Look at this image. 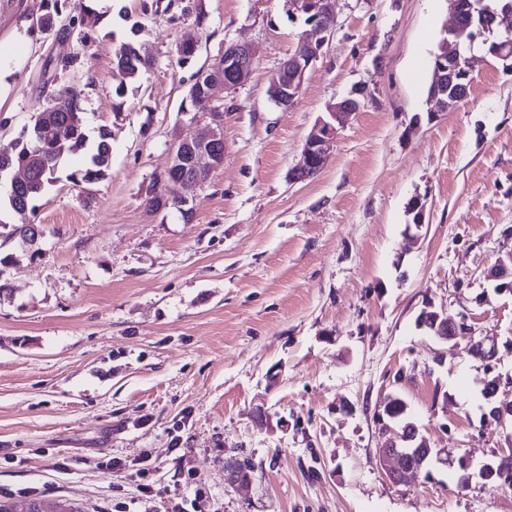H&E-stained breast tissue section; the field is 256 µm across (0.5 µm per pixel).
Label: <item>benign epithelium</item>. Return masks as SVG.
Returning <instances> with one entry per match:
<instances>
[{"instance_id":"benign-epithelium-1","label":"benign epithelium","mask_w":512,"mask_h":512,"mask_svg":"<svg viewBox=\"0 0 512 512\" xmlns=\"http://www.w3.org/2000/svg\"><path fill=\"white\" fill-rule=\"evenodd\" d=\"M292 13L307 17L310 29L298 48L278 66L269 83L267 95L277 106L297 101L308 72L321 56L323 49L332 40V33L324 26L323 19L332 14L335 0H289ZM448 23L443 29L440 53L434 56L432 65L434 91L431 100L435 111L446 112L448 107L464 99L469 91L465 84L455 81L459 70L472 72V61L478 50L479 39L486 32H512V5L498 11L483 5L481 0H448ZM224 60V72L203 71L196 81L206 83L205 94L196 102H206L220 93L235 90L244 85L253 70L254 54L249 40L243 38L224 45L219 55ZM364 92L356 90L348 97L329 107L326 115L319 118L307 136L298 163L291 170V179L301 182L309 179L322 169L327 157V143L336 138L338 128L347 116L360 109ZM191 123L199 127L197 135L184 139L173 134L170 142V165L181 164L184 176L175 187V194L181 205L190 203L189 196L208 178L211 170L224 163V120L213 113H187ZM487 278L497 282V287L512 291V255L500 259L494 265V272ZM426 306L425 315L419 324L433 326L440 341L449 343L455 339L462 323L451 319L444 311L430 312ZM379 433L384 436L377 448V459L381 469L395 484H405L413 476L426 470L427 464L436 459L448 463L445 449L431 447L429 439L419 428L406 430L391 417L385 422L379 415ZM480 476L485 484L503 487L512 484V457L501 455L498 462L485 465Z\"/></svg>"}]
</instances>
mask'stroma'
Listing matches in <instances>:
<instances>
[{"label":"stroma","instance_id":"stroma-1","mask_svg":"<svg viewBox=\"0 0 512 512\" xmlns=\"http://www.w3.org/2000/svg\"><path fill=\"white\" fill-rule=\"evenodd\" d=\"M333 38L293 107L266 90L307 26L288 0H173L176 25L142 0H94L112 15L89 42L41 32L43 0H0V42L31 40L0 103V152L43 106L41 88L80 91L89 134L111 133L104 179L65 176L35 213L37 255L0 271V499L84 512H512V490L435 463L390 482L374 412L403 398L433 447L472 470L512 448L487 418L512 401V293L485 280L512 253V73L477 60L467 98L430 114L429 62L448 0H335ZM204 15L196 23V15ZM140 20L154 70L120 80L115 53ZM247 38L249 82L203 104L224 113L226 151L190 205L149 211L193 76ZM197 41L192 64H173ZM79 58L62 72L46 61ZM367 96L324 167L289 179L312 126L356 88ZM425 201L421 228L409 204ZM466 317L452 350L419 325L426 305ZM496 343L494 371L475 338ZM493 401L481 391L492 376ZM248 463L252 484L226 478Z\"/></svg>","mask_w":512,"mask_h":512}]
</instances>
